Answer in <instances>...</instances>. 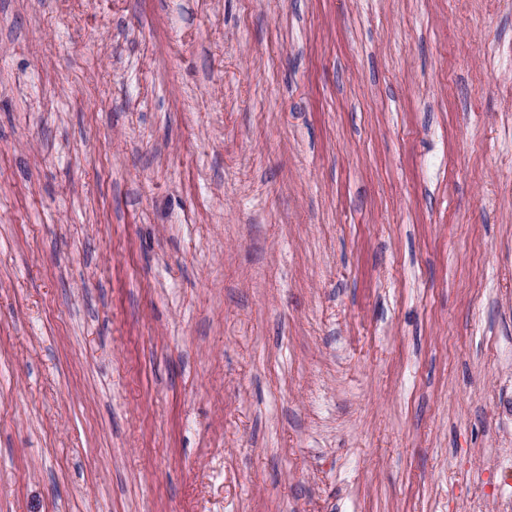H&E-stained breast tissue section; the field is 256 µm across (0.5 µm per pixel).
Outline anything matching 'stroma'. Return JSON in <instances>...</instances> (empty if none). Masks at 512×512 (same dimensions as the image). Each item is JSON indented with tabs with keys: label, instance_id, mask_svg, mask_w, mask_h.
<instances>
[{
	"label": "stroma",
	"instance_id": "1",
	"mask_svg": "<svg viewBox=\"0 0 512 512\" xmlns=\"http://www.w3.org/2000/svg\"><path fill=\"white\" fill-rule=\"evenodd\" d=\"M0 512H512V0H0Z\"/></svg>",
	"mask_w": 512,
	"mask_h": 512
}]
</instances>
